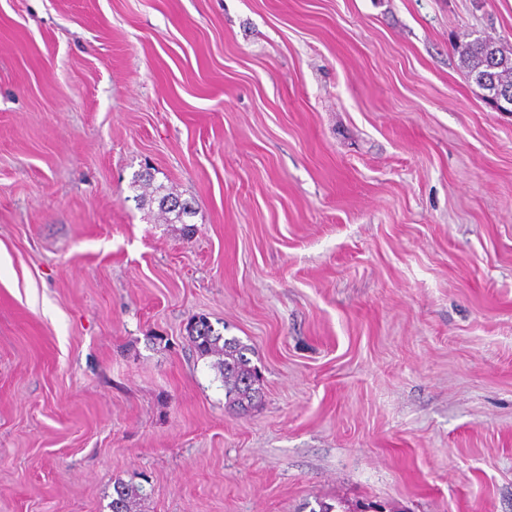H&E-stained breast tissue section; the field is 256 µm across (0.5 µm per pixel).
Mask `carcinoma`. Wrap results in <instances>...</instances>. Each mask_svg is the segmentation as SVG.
Here are the masks:
<instances>
[{
	"label": "carcinoma",
	"instance_id": "cac0c4a2",
	"mask_svg": "<svg viewBox=\"0 0 512 512\" xmlns=\"http://www.w3.org/2000/svg\"><path fill=\"white\" fill-rule=\"evenodd\" d=\"M461 63L468 74L488 96L501 87L512 88V51H505L489 39L477 38L460 47ZM153 177L149 174L137 175V181L152 188L162 213L170 215V222L185 223L192 216V207L163 186H152ZM188 333L195 351L201 358H218V368L224 382L227 405L237 410H246L261 398L260 374L252 365L249 354L253 349L236 337L226 338L214 331L204 317L191 320ZM112 512H133V503L141 496L142 488L119 482L114 486Z\"/></svg>",
	"mask_w": 512,
	"mask_h": 512
}]
</instances>
